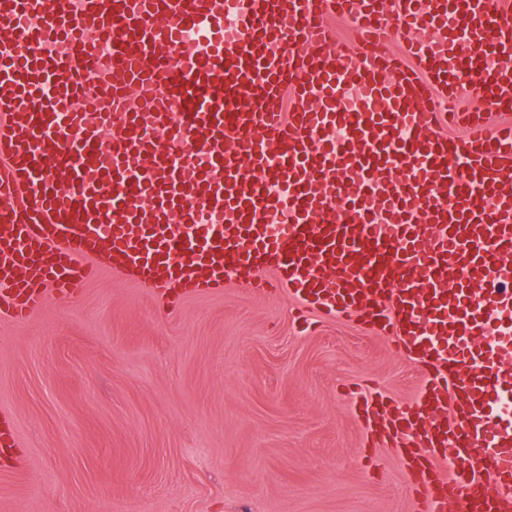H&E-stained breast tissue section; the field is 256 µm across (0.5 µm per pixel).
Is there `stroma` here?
<instances>
[{"instance_id": "obj_1", "label": "stroma", "mask_w": 512, "mask_h": 512, "mask_svg": "<svg viewBox=\"0 0 512 512\" xmlns=\"http://www.w3.org/2000/svg\"><path fill=\"white\" fill-rule=\"evenodd\" d=\"M231 284L163 310L107 259L68 302L0 319V512H414L348 387L412 400L388 335Z\"/></svg>"}]
</instances>
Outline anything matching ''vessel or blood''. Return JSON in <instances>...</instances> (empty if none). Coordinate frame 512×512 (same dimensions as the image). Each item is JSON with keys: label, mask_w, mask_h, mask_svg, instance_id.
<instances>
[{"label": "vessel or blood", "mask_w": 512, "mask_h": 512, "mask_svg": "<svg viewBox=\"0 0 512 512\" xmlns=\"http://www.w3.org/2000/svg\"><path fill=\"white\" fill-rule=\"evenodd\" d=\"M391 11L421 32L397 52ZM0 21L1 317L76 297L101 254L172 307L285 289L419 367L412 402L361 393L357 413L421 512H512L511 11L0 0ZM341 74L363 111L337 105Z\"/></svg>", "instance_id": "1"}]
</instances>
